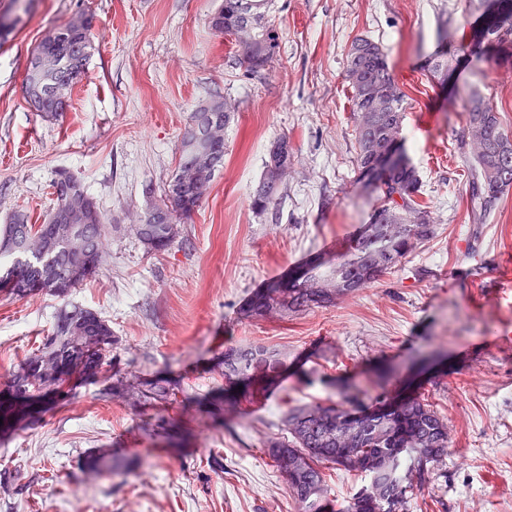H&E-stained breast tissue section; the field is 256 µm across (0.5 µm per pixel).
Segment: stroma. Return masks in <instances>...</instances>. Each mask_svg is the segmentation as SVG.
<instances>
[{"instance_id":"obj_1","label":"stroma","mask_w":512,"mask_h":512,"mask_svg":"<svg viewBox=\"0 0 512 512\" xmlns=\"http://www.w3.org/2000/svg\"><path fill=\"white\" fill-rule=\"evenodd\" d=\"M220 3L32 0L0 45V225L15 213L43 223L63 168L112 226L107 264L68 299L0 292V391L62 302L99 313L117 341L94 379L67 381L0 428V473L12 484L0 512H295L265 444L289 407L335 398L343 378L371 395L424 396L447 417L450 452L410 512H512V192L480 215L458 149L474 93L512 134V52L467 49L495 0H273L279 47L256 73L212 29ZM79 8L95 18L86 75L68 112L48 118L27 104L24 70ZM358 36L385 47L405 94L402 149L435 233L335 306L243 321L258 288L343 251L379 204L356 167L345 71ZM441 56L438 80L428 68ZM214 95L235 107L224 168L180 242L146 252L128 230L144 216L142 186L170 177L191 112ZM281 138L293 164L279 201L258 213L250 196ZM254 341L287 346L295 368L241 413L213 419L203 397L224 385L225 347ZM132 379L177 385V400L132 405ZM98 455L112 476L88 475Z\"/></svg>"}]
</instances>
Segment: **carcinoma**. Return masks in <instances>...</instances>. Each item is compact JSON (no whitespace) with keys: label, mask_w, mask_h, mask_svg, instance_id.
<instances>
[{"label":"carcinoma","mask_w":512,"mask_h":512,"mask_svg":"<svg viewBox=\"0 0 512 512\" xmlns=\"http://www.w3.org/2000/svg\"><path fill=\"white\" fill-rule=\"evenodd\" d=\"M224 0L212 17L213 29L235 39V56L250 71L265 68L278 48V36L268 14L271 0ZM499 7L485 26L481 41L492 38L497 48H512V0ZM93 17L72 15L50 31L29 58L23 79L29 106L57 117L69 101L55 98L58 82L72 87L82 81L92 50ZM346 79L351 91V115L360 178L372 184L368 170L392 144L402 139L404 94L396 87L384 48L365 37L348 51ZM234 120L232 105L222 98L198 103L178 144V162L168 181L142 186L149 202L144 215L165 209L176 224H185L209 194L217 172L224 167V130ZM474 169L469 195L483 213L495 210L512 188V135L503 130L498 113L474 95L465 105V127L459 143ZM292 164L288 152L269 153L261 181L251 196L256 212L266 211L282 192ZM380 205L361 233L333 260L317 257L296 275L274 279L241 309L247 321L275 313L282 317L311 308H327L340 297L356 294L412 255L434 234L431 211L417 201L420 179L405 156L377 176ZM55 205L46 223L35 226L19 214L0 226V288L24 297L55 273L61 285L47 293L65 299L72 289L96 275L108 260L103 241L109 227L84 183L61 170L52 183ZM41 233L46 252L20 259L13 244L32 231ZM130 232L149 253L170 248L179 235L144 237L137 226ZM83 273L70 276L76 261ZM115 339L111 326L98 313L67 303L55 314L51 331L28 353L0 399V419L8 424L25 415L78 374L96 375L107 363ZM288 368V350L260 342L224 350V397L212 401L209 414L218 416L239 406L234 392L251 379L274 384ZM174 388L148 384L138 388L137 402L167 401ZM268 455L283 474L298 512H325L328 504L326 471L338 469L366 477L365 484L341 512H408L410 501L441 470L449 452L448 422L434 405L419 395L371 397L352 384L339 388L338 400L294 406L283 418V433L267 441Z\"/></svg>","instance_id":"cac0c4a2"}]
</instances>
